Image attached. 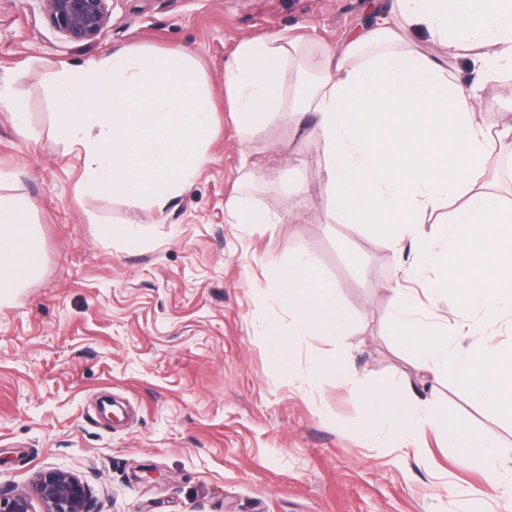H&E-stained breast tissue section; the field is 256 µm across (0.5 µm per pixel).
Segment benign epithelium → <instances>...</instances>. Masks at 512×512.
Wrapping results in <instances>:
<instances>
[{
    "mask_svg": "<svg viewBox=\"0 0 512 512\" xmlns=\"http://www.w3.org/2000/svg\"><path fill=\"white\" fill-rule=\"evenodd\" d=\"M49 25L75 43L97 41L109 22V0H42ZM93 492L78 475L53 467L39 470L31 491L0 489V512H93Z\"/></svg>",
    "mask_w": 512,
    "mask_h": 512,
    "instance_id": "7a95c632",
    "label": "benign epithelium"
}]
</instances>
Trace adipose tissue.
Listing matches in <instances>:
<instances>
[{"label":"adipose tissue","instance_id":"ef3b65f1","mask_svg":"<svg viewBox=\"0 0 512 512\" xmlns=\"http://www.w3.org/2000/svg\"><path fill=\"white\" fill-rule=\"evenodd\" d=\"M443 45L445 56L418 49V37ZM302 37L280 34L239 40L224 64V97L242 138L282 116L304 117L321 146L322 220L363 224L394 254L412 250L432 261V288L462 306L482 311L468 333L482 335L512 315V205L488 182L498 140L512 137V122L491 128L478 107L479 84L461 80L456 63L467 58L483 80L512 73V0H391L383 25L351 31L342 50H323L311 68L301 62ZM447 210L435 239L421 238L423 216ZM30 201L16 194L0 203V301L40 269L42 250L29 223ZM290 203L261 209L232 202L228 224L290 223ZM394 328L421 368L448 371L475 401L512 416V348L476 346L457 355L447 329L424 325L412 296L393 286ZM294 317L289 335L274 336L281 361L311 336L347 333L336 290L316 277L312 261L289 259L275 295ZM357 396L389 431L415 435L424 423L447 426L438 409L420 413L406 400L363 388ZM450 455L496 467V443L463 439L449 428Z\"/></svg>","mask_w":512,"mask_h":512}]
</instances>
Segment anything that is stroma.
Wrapping results in <instances>:
<instances>
[{
	"instance_id": "obj_1",
	"label": "stroma",
	"mask_w": 512,
	"mask_h": 512,
	"mask_svg": "<svg viewBox=\"0 0 512 512\" xmlns=\"http://www.w3.org/2000/svg\"><path fill=\"white\" fill-rule=\"evenodd\" d=\"M373 2L109 0L104 33L84 44L51 27L40 0H0V77L28 112L21 136L0 110V197L28 196L43 251L39 272L0 305L1 489L29 491L54 467L90 484L96 512H512L511 473L449 457L441 427L402 441L357 398L368 386L422 412L440 398L449 424L494 439L512 462V418L418 369L393 333L386 286L403 272L383 239L323 223L319 143L277 120L250 139L257 178L237 171L222 105L239 40L301 33L312 60L373 20ZM133 46L191 53L224 130L161 211L91 191L83 153L55 129L56 76ZM235 198L290 199L295 220L225 223ZM104 224L117 235L103 237ZM299 254L335 286L350 334L310 338L283 364L268 339L291 332L293 316L259 292L275 290L281 263ZM408 288L429 325L480 318L423 282ZM320 356L353 376L317 370Z\"/></svg>"
}]
</instances>
